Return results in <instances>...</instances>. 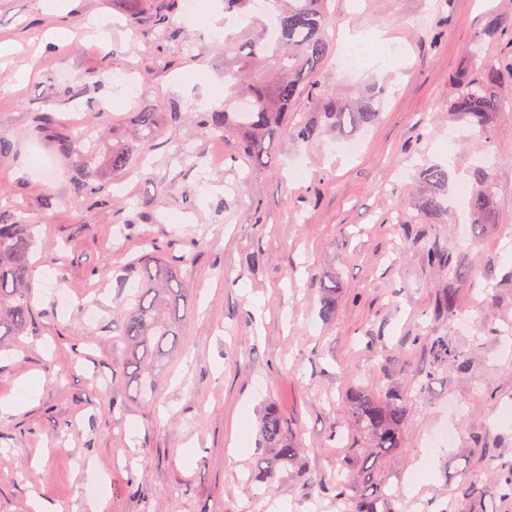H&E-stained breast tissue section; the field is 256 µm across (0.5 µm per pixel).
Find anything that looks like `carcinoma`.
<instances>
[{
	"label": "carcinoma",
	"mask_w": 512,
	"mask_h": 512,
	"mask_svg": "<svg viewBox=\"0 0 512 512\" xmlns=\"http://www.w3.org/2000/svg\"><path fill=\"white\" fill-rule=\"evenodd\" d=\"M175 0H164L152 17L155 26L168 27ZM330 0H268L274 18V33H256L245 29L227 45L224 78L235 89L230 102L220 111L200 115L199 127L231 134L236 149L253 169L266 164L275 137L281 132L285 117L297 110L307 98L320 100L315 115L288 127V133L303 142L317 140L325 131L350 136L374 124L383 111L386 90L372 88L356 101L330 94L323 82L322 68L333 53L328 28L333 24ZM473 74L462 75L448 100V111L466 118L478 135H484L503 111L500 89L503 70L512 63L496 66L480 53L472 57ZM39 129L55 143L56 150L73 160L81 177L72 188L76 198L102 195L100 181L112 172L127 168L133 161L132 150L123 142H99L59 132L62 122L52 112L38 117ZM137 124L145 136L160 132L158 113L144 109L137 113ZM473 184L467 200L471 228L478 232L485 224L497 221L494 186L490 171L476 166L471 171ZM420 189L415 201L419 216L438 220L448 214V167L425 164L419 169ZM36 246V225L15 220L0 210V342L21 336L31 329L32 306L28 295L30 257ZM428 264L448 268V290L441 307L453 314L458 289L470 285L468 269L453 263L452 257L435 243L425 246ZM131 307L121 331L125 350L124 371L139 389H155L154 369L178 348L179 325L188 309L187 292L178 269L165 257L151 252L129 269L127 279ZM321 317L336 313V275L320 283ZM439 357L458 370L469 366V353L444 340L433 342ZM348 403L355 434L366 441L359 461L348 475H338L336 498L351 502L352 512H389L382 507L388 498L378 480L375 459L401 447L406 401L393 392H382L370 385L353 386ZM265 447L274 449L266 465L257 466V479L273 478L278 466L288 467L299 456L297 444L288 430V422L270 406L261 421ZM503 478L497 495L512 498V462L501 464ZM461 495L478 512H487L488 490L478 483L461 487Z\"/></svg>",
	"instance_id": "obj_1"
}]
</instances>
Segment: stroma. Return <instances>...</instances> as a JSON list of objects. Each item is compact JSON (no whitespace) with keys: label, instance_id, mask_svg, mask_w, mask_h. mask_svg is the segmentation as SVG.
Returning <instances> with one entry per match:
<instances>
[{"label":"stroma","instance_id":"35a3bbf8","mask_svg":"<svg viewBox=\"0 0 512 512\" xmlns=\"http://www.w3.org/2000/svg\"><path fill=\"white\" fill-rule=\"evenodd\" d=\"M156 0H77L53 12L45 0H0V203L17 201L41 228L31 258L34 326L0 348V398L37 381L33 401L0 414V512H84L99 484L106 512H350L330 486L360 452L346 431V392L365 383L407 399L400 448L379 464L397 491L392 512H444L465 482H496L512 462V112L488 138L451 114L455 76L469 66L478 32L512 20V0H331L329 35L360 30L391 38L392 61L344 72L324 65L329 89L354 96L386 87L377 124L358 154L329 134L310 145L280 133L267 168L250 171L232 137L201 131L219 108L225 43L206 19L176 10L169 28L148 18ZM108 17L98 40L91 20ZM29 73L17 81L19 70ZM133 72L135 93L120 77ZM144 106L168 125L146 139ZM68 132L108 136L147 161L110 174L112 201L72 197L76 168L36 131L37 113ZM456 137H449V130ZM453 151L449 189L470 182L474 155L492 171L498 221L462 233L461 211L444 224L417 221L408 202L418 165ZM303 165V180L292 178ZM471 267L452 316L435 314L448 274L427 265L413 237ZM176 257L191 309L180 345L144 399L121 376L119 329L129 308L127 263L147 246ZM336 274L331 320L319 316V277ZM475 317L471 330L458 318ZM448 337L470 352L468 370L434 364L428 343ZM463 407L453 446L432 433ZM275 405L292 425L299 461L263 488L249 481L263 445L260 422ZM427 461L429 475L406 491Z\"/></svg>","mask_w":512,"mask_h":512}]
</instances>
